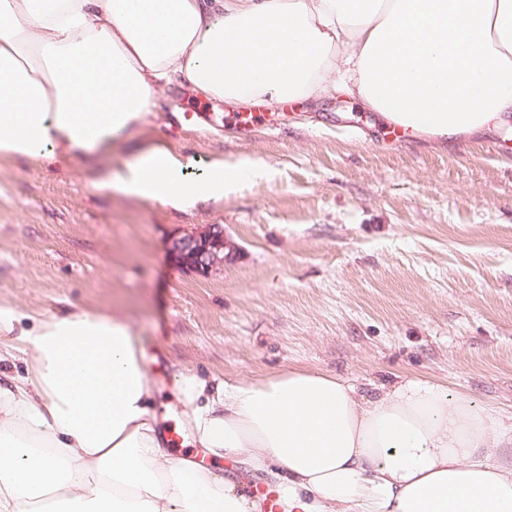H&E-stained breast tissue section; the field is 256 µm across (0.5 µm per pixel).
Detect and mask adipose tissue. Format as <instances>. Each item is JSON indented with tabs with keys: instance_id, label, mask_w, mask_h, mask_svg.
I'll return each mask as SVG.
<instances>
[{
	"instance_id": "adipose-tissue-1",
	"label": "adipose tissue",
	"mask_w": 512,
	"mask_h": 512,
	"mask_svg": "<svg viewBox=\"0 0 512 512\" xmlns=\"http://www.w3.org/2000/svg\"><path fill=\"white\" fill-rule=\"evenodd\" d=\"M188 86L230 103L346 95L442 141L512 123V0H0V158L112 151ZM164 143L108 186L187 210L254 162L189 177ZM0 512H512V422L439 384L368 398L290 370L183 374L194 441L231 470L172 463L126 320L0 302Z\"/></svg>"
}]
</instances>
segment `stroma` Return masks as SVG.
<instances>
[{
  "instance_id": "stroma-1",
  "label": "stroma",
  "mask_w": 512,
  "mask_h": 512,
  "mask_svg": "<svg viewBox=\"0 0 512 512\" xmlns=\"http://www.w3.org/2000/svg\"><path fill=\"white\" fill-rule=\"evenodd\" d=\"M232 104L173 88L125 149L63 164L0 159V301L128 321L176 432L179 374L208 382L290 369L339 375L373 396L404 377L512 414V129L398 145L347 96L286 108L249 133ZM158 140L200 174L258 169L187 211L107 188ZM223 227L222 270L179 267L175 237Z\"/></svg>"
}]
</instances>
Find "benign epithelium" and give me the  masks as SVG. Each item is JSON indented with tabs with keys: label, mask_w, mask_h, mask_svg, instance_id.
Instances as JSON below:
<instances>
[{
	"label": "benign epithelium",
	"mask_w": 512,
	"mask_h": 512,
	"mask_svg": "<svg viewBox=\"0 0 512 512\" xmlns=\"http://www.w3.org/2000/svg\"><path fill=\"white\" fill-rule=\"evenodd\" d=\"M235 250L236 244L219 226L191 232L171 242V252L176 261L200 275L224 268V262Z\"/></svg>",
	"instance_id": "obj_1"
}]
</instances>
